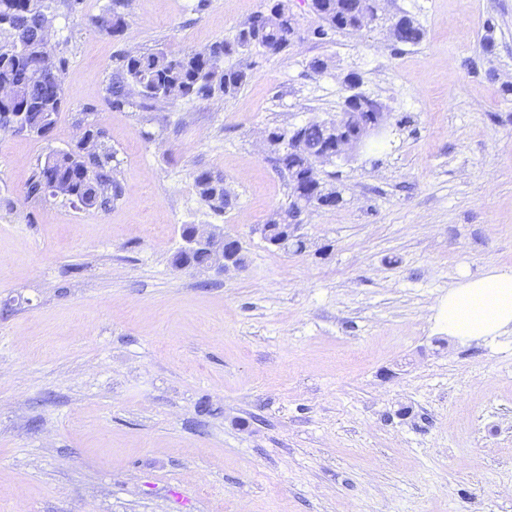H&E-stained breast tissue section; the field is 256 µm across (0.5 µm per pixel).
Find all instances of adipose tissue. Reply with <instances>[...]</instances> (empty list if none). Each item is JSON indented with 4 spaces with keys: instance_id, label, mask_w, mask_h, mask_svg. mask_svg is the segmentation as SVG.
Listing matches in <instances>:
<instances>
[{
    "instance_id": "ef3b65f1",
    "label": "adipose tissue",
    "mask_w": 512,
    "mask_h": 512,
    "mask_svg": "<svg viewBox=\"0 0 512 512\" xmlns=\"http://www.w3.org/2000/svg\"><path fill=\"white\" fill-rule=\"evenodd\" d=\"M436 315L449 336L462 342L512 333V270L492 266L461 278Z\"/></svg>"
}]
</instances>
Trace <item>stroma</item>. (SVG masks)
I'll return each instance as SVG.
<instances>
[{"label":"stroma","mask_w":512,"mask_h":512,"mask_svg":"<svg viewBox=\"0 0 512 512\" xmlns=\"http://www.w3.org/2000/svg\"><path fill=\"white\" fill-rule=\"evenodd\" d=\"M108 2L46 0L57 124L0 134V512H512V335L436 321L463 275L512 268V0H389L408 46L316 38L287 0L304 39L224 59L236 94L120 111V54L203 50L267 0H131L118 36L92 22ZM350 74L392 129L321 166L341 202L284 252L258 230L290 200L265 135L335 116ZM89 123L122 197L27 198ZM186 224L238 238L243 267L175 265ZM194 183L201 200L214 212L224 213L233 205V201L227 199L225 191L232 199L230 193L225 189L224 179L214 175L208 170H198L194 174Z\"/></svg>","instance_id":"1"}]
</instances>
